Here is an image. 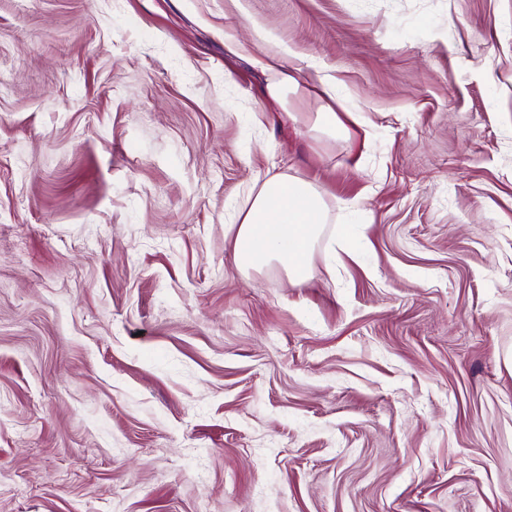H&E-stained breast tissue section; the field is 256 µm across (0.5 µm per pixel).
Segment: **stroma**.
<instances>
[{
  "mask_svg": "<svg viewBox=\"0 0 512 512\" xmlns=\"http://www.w3.org/2000/svg\"><path fill=\"white\" fill-rule=\"evenodd\" d=\"M0 512H512V0H0ZM263 69L269 74L266 85V94L274 100L281 103H287L290 93H297L300 85L297 77L279 62L272 59V62H266ZM243 213L240 224L224 227L225 236L234 232L233 254L239 268L275 261L290 282L317 277L310 255L322 236L327 209L312 185L288 176L270 177L248 198Z\"/></svg>",
  "mask_w": 512,
  "mask_h": 512,
  "instance_id": "35a3bbf8",
  "label": "stroma"
}]
</instances>
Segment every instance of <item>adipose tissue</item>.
Segmentation results:
<instances>
[{
	"label": "adipose tissue",
	"instance_id": "obj_1",
	"mask_svg": "<svg viewBox=\"0 0 512 512\" xmlns=\"http://www.w3.org/2000/svg\"><path fill=\"white\" fill-rule=\"evenodd\" d=\"M327 209L308 182L287 176L264 180L248 198L240 223L228 225L239 268L278 262L289 281L314 279L318 272L310 255L320 239Z\"/></svg>",
	"mask_w": 512,
	"mask_h": 512
}]
</instances>
